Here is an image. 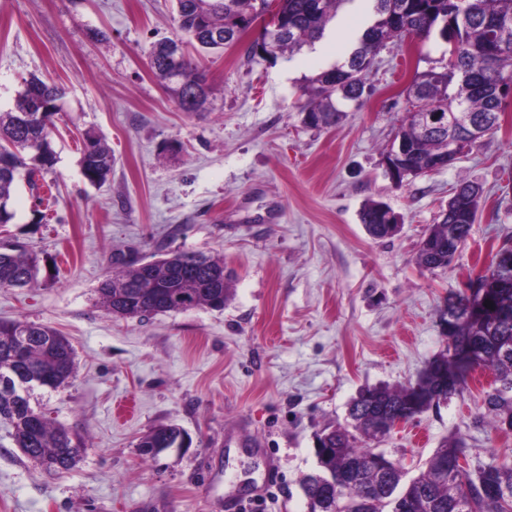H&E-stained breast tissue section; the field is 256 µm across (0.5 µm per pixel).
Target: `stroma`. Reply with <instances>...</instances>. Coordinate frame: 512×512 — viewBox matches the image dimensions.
Instances as JSON below:
<instances>
[{
  "instance_id": "obj_1",
  "label": "stroma",
  "mask_w": 512,
  "mask_h": 512,
  "mask_svg": "<svg viewBox=\"0 0 512 512\" xmlns=\"http://www.w3.org/2000/svg\"><path fill=\"white\" fill-rule=\"evenodd\" d=\"M175 17V0H0V112L30 76L66 90L51 126L59 160L39 192L20 185L14 219L0 225L1 238L43 254L34 284L0 288V320L70 338L74 377L32 402L86 443L72 471L50 474L0 425V512H224L228 499L306 512L299 481L316 467L317 433L345 421L360 388L415 380L447 345L448 292L512 242V107L447 168L399 187L384 173L403 90L427 67L420 54L441 58L443 45L388 44L367 75L371 96L316 130L300 123V87L344 60L371 20L367 0H349L320 41L290 56L250 61L245 39L201 55L210 94L196 112L180 109L149 63L163 38L195 52ZM89 129L114 157L99 187L81 174ZM462 179L484 189L471 236L448 268L428 271L415 261L420 241ZM369 200L400 217L396 236L367 235ZM173 251L223 258V310L142 322L96 304L116 254ZM489 382L469 381L383 449L413 476L451 435L471 461L512 456V433L477 419ZM166 423L190 448L140 454L139 439Z\"/></svg>"
}]
</instances>
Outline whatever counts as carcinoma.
Returning <instances> with one entry per match:
<instances>
[{"label":"carcinoma","mask_w":512,"mask_h":512,"mask_svg":"<svg viewBox=\"0 0 512 512\" xmlns=\"http://www.w3.org/2000/svg\"><path fill=\"white\" fill-rule=\"evenodd\" d=\"M352 0H279L286 37L269 51L275 60L292 55L320 40L339 9ZM372 19L356 47L339 65L304 79L302 103L297 110L309 128L337 125L339 104L363 103L368 92L367 73L377 54L393 41L407 38L423 46L430 40L456 43L454 57L432 61L416 72L406 88L408 115L397 131L409 143L408 161L422 170L448 154V137H427L418 132L419 112L443 115L469 113L475 118L502 113L512 103L499 85L512 83V36L493 41L496 30H512V0H370ZM406 13L397 23L391 5ZM181 32L208 52L222 51L238 42L259 17L257 0H177ZM154 74L185 112L201 101L196 90L206 91L201 64L186 56L169 57L162 43L150 56ZM65 88L32 76L24 83L14 109L0 112V224L11 222L12 199L23 173L52 171L58 162L50 138L52 117L61 111ZM114 160L101 135L85 131L80 167L91 185H103L112 175ZM482 198V189L461 182L448 200V210L425 232L417 252L427 270L446 268L466 243ZM366 203L360 222L374 239L392 238L388 219ZM41 258L19 242L0 244V288H25L40 271ZM478 288L448 292V309L441 310L440 326L448 338L446 348L433 357L416 380L400 387H364L348 409L350 422L329 427L318 435L321 448L316 468L300 481L308 512H512V461L477 463L453 471L451 460L466 454L460 436L445 438L418 475L386 457L379 445L392 432L395 417L411 421L448 402L479 370L491 373L493 384L479 406L478 419L494 431L512 427V267L493 258ZM96 303L115 319L141 321L157 315L196 308L223 310L230 298L224 259L175 251L149 263L115 259V267L95 289ZM491 301L492 308L485 307ZM76 353L56 330L25 320L0 321V377L21 378L29 392L57 390L75 372ZM0 421L25 456L48 472L76 466L81 435L56 423L31 405V399L0 385ZM182 428L161 424L146 433L138 447L165 448ZM356 466L353 483L329 487L330 474Z\"/></svg>","instance_id":"obj_1"}]
</instances>
